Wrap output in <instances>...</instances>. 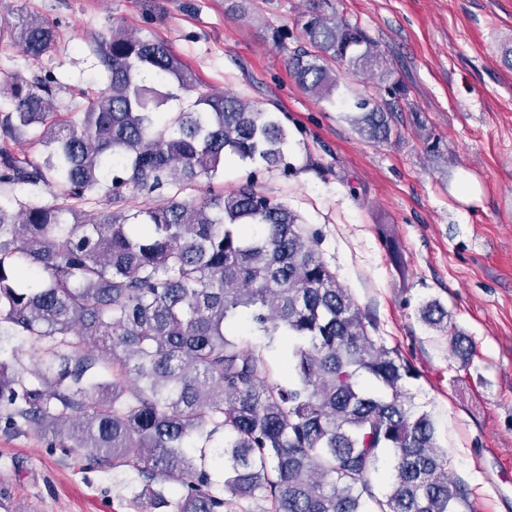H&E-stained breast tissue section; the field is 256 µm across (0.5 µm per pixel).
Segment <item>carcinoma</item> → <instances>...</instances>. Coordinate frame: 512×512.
Wrapping results in <instances>:
<instances>
[{"label":"carcinoma","mask_w":512,"mask_h":512,"mask_svg":"<svg viewBox=\"0 0 512 512\" xmlns=\"http://www.w3.org/2000/svg\"><path fill=\"white\" fill-rule=\"evenodd\" d=\"M301 37L289 69L305 93L332 100L339 64L407 94L346 20L315 6ZM5 40L37 61L57 31L22 12L0 24ZM93 56L102 85L77 90L61 115L53 74L0 77L13 103L0 112V336L40 353L27 377L0 359V407L136 473L126 498L137 512H461L464 489L406 387L413 367L370 335L317 235L252 179L184 196L230 160L293 172L279 113L209 89L162 40L114 28ZM174 88L193 99L168 112ZM393 114L365 92L348 120L386 141ZM32 130L42 151L18 152ZM128 188L167 194L127 207ZM446 316L437 301L423 308L431 326ZM240 318L265 348L238 339Z\"/></svg>","instance_id":"obj_1"}]
</instances>
